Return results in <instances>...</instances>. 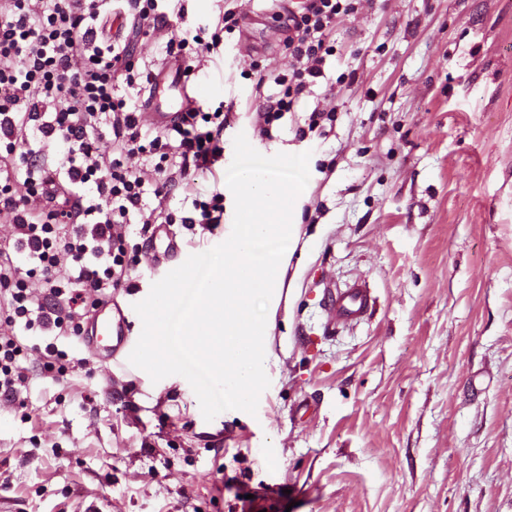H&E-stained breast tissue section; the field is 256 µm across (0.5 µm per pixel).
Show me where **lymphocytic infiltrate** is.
<instances>
[{
	"label": "lymphocytic infiltrate",
	"instance_id": "f902f5d3",
	"mask_svg": "<svg viewBox=\"0 0 512 512\" xmlns=\"http://www.w3.org/2000/svg\"><path fill=\"white\" fill-rule=\"evenodd\" d=\"M353 2L305 0L301 12L290 13V61L268 73L281 92L274 100L254 96L257 123L272 126L322 77L336 18L352 12ZM104 19V0H0V210L16 229L13 253L0 251V395L8 398L25 384L16 361L28 347L16 326L80 335L85 318L129 276L126 237L115 227L141 211L145 190L127 158L156 155L189 187L224 156L227 116L220 107L191 108L145 139L137 111L115 93L118 79L133 83V67L126 47L99 44ZM238 26L235 12L224 11L214 26L182 30L166 54L181 59L200 46L223 56L224 37ZM104 120L113 133L108 152L92 137ZM31 130L47 153L20 179L13 174L16 147ZM37 196L45 200L39 210L31 206ZM17 254L25 263L14 262ZM66 257L77 275L63 266ZM36 272L46 285L39 299L27 286ZM73 277L75 289L66 285Z\"/></svg>",
	"mask_w": 512,
	"mask_h": 512
}]
</instances>
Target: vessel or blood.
Returning a JSON list of instances; mask_svg holds the SVG:
<instances>
[{"instance_id":"b4317fda","label":"vessel or blood","mask_w":512,"mask_h":512,"mask_svg":"<svg viewBox=\"0 0 512 512\" xmlns=\"http://www.w3.org/2000/svg\"><path fill=\"white\" fill-rule=\"evenodd\" d=\"M183 62L169 59L161 66L154 82V89L150 91L145 101L144 114L148 123L156 129L164 130L171 127L178 116L196 106L198 100L190 95H182L175 107L162 108L157 104L159 88L165 83L182 84L185 81ZM374 298L361 282H353L345 288L331 293L327 307V319L332 325H348L359 322L372 307ZM130 322L122 309L106 300L100 303L92 316L88 319L81 335L80 342L83 348L98 359L109 365L127 361L133 350L130 337Z\"/></svg>"}]
</instances>
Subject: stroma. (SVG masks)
<instances>
[{
  "instance_id": "stroma-1",
  "label": "stroma",
  "mask_w": 512,
  "mask_h": 512,
  "mask_svg": "<svg viewBox=\"0 0 512 512\" xmlns=\"http://www.w3.org/2000/svg\"><path fill=\"white\" fill-rule=\"evenodd\" d=\"M186 20L152 28L108 0L105 35L126 45L138 107L145 76L182 26L231 9L241 30L224 66L206 64L204 109L233 102L223 131L266 156L310 152L301 239L288 267L256 415L205 421L180 376L152 382L106 365L77 337L28 336L19 399L0 396V512H512V0H359L337 19L324 74L294 113L262 135L254 67L286 66L288 14L274 0H186ZM324 132L298 136L315 106ZM156 157L130 215L126 314L182 259L222 243L234 219L227 183L219 224L187 229L193 208ZM167 182L155 197V182ZM171 213L178 259L153 263L148 213ZM365 280L376 303L332 328L325 289ZM54 343L85 367L43 368Z\"/></svg>"
}]
</instances>
